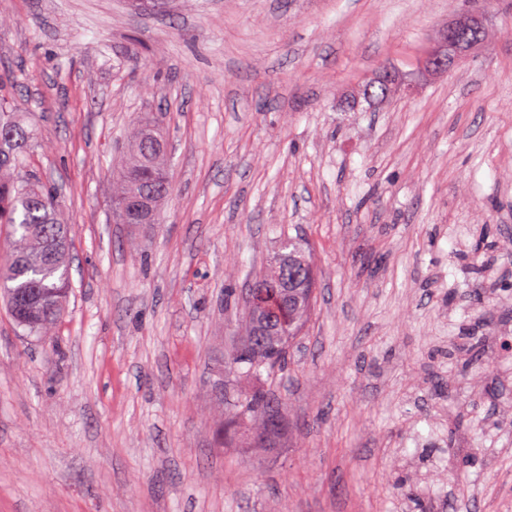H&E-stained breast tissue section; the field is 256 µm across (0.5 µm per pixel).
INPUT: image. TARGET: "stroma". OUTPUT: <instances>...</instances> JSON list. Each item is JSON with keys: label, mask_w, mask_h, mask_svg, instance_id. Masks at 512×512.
Segmentation results:
<instances>
[{"label": "stroma", "mask_w": 512, "mask_h": 512, "mask_svg": "<svg viewBox=\"0 0 512 512\" xmlns=\"http://www.w3.org/2000/svg\"><path fill=\"white\" fill-rule=\"evenodd\" d=\"M470 11L485 41L422 75ZM386 69L415 89L372 103ZM0 93L73 256L53 335L0 301V512H512V0H0ZM144 112L174 191L134 228ZM284 234L318 280L281 431L225 447ZM151 125L154 124L149 117L138 115L137 121L132 127L130 147L117 176L118 190L115 195V203L119 206L132 205L137 192H144L145 195L150 194L152 187L148 184L155 182L157 179L165 181L166 194L155 196L157 201L154 207L158 208L161 200L172 191L167 154L154 147L145 146V140L150 133Z\"/></svg>", "instance_id": "stroma-1"}]
</instances>
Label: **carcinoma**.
<instances>
[{
	"instance_id": "obj_1",
	"label": "carcinoma",
	"mask_w": 512,
	"mask_h": 512,
	"mask_svg": "<svg viewBox=\"0 0 512 512\" xmlns=\"http://www.w3.org/2000/svg\"><path fill=\"white\" fill-rule=\"evenodd\" d=\"M9 103L0 97V127H11L9 138L0 136V224L12 228V250L0 262V287L16 325L30 335L48 336L62 318L70 292L72 258L69 253V225L60 222L55 193L32 174H23L26 143L30 132L10 117ZM153 121L138 116L131 130L130 147L117 176L116 204L131 205L136 193H151V183L165 181L171 193L167 154L145 146ZM288 277L307 282L314 288L312 258L297 244L288 251ZM313 304L302 307L296 321L286 323L279 333L293 340L300 335ZM250 316H244V336L224 358V373L229 376L259 377L272 373L285 363L288 345L272 336L253 342ZM274 398L266 390L247 394L240 403L238 419L246 431L257 426L259 435L268 431L269 411Z\"/></svg>"
}]
</instances>
